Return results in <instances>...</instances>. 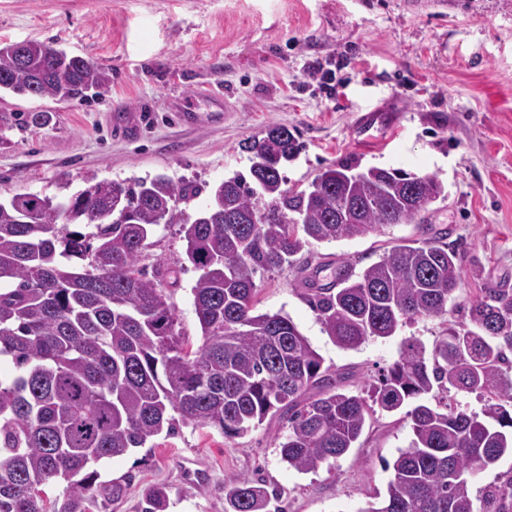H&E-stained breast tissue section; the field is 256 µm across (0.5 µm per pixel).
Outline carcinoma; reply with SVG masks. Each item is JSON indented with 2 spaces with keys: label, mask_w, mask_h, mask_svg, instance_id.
I'll list each match as a JSON object with an SVG mask.
<instances>
[{
  "label": "carcinoma",
  "mask_w": 512,
  "mask_h": 512,
  "mask_svg": "<svg viewBox=\"0 0 512 512\" xmlns=\"http://www.w3.org/2000/svg\"><path fill=\"white\" fill-rule=\"evenodd\" d=\"M109 72L41 41L0 47V90L76 98ZM299 144L273 124L251 146L249 172L212 188L208 206L184 221L186 257L202 343L192 349L165 285L142 265L154 227L197 191L158 175L96 181L56 201L33 193L0 202V512H89L104 458L141 448L183 422L237 437L268 416L287 429L282 460L298 472L345 455L374 408L406 412L413 433L393 462L380 504L360 512H512V493L490 487L477 507L470 475L512 454V289L482 288L448 336L427 351L413 339L380 370L369 397L344 391L289 317L254 313L258 271L307 260L312 242L366 236L409 224L445 198L433 174L338 164L303 190L286 187L282 164ZM117 206L116 221L97 215ZM264 212V221L252 216ZM285 214L296 224H284ZM77 229H68L69 225ZM440 233L401 241L380 260L303 296L337 346L388 338L421 317L448 313L461 286V254ZM476 393L481 412L444 403ZM66 483L47 504L29 486ZM277 493L259 480L224 484V512H271ZM163 488L143 512H166Z\"/></svg>",
  "instance_id": "carcinoma-1"
}]
</instances>
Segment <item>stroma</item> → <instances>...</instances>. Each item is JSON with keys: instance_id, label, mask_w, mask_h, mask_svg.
Here are the masks:
<instances>
[{"instance_id": "stroma-1", "label": "stroma", "mask_w": 512, "mask_h": 512, "mask_svg": "<svg viewBox=\"0 0 512 512\" xmlns=\"http://www.w3.org/2000/svg\"><path fill=\"white\" fill-rule=\"evenodd\" d=\"M32 40L95 62L110 82L67 101L0 92L1 202L163 174L201 187L178 208L192 216L207 205L208 188L248 174V145L282 124L301 146L281 167L290 188L344 163L433 174L447 192L413 223L313 243L312 265L360 271L399 240L444 232L462 255L457 305L482 288H512V0H0V46ZM307 62L335 70L332 96L307 79ZM203 86L223 94L219 118L200 97ZM176 101L201 122L181 125ZM22 112L49 119L20 127ZM366 113L363 129L356 119ZM180 228L156 226L144 263L177 271L172 300L195 348L199 273ZM304 277L296 265L259 275L255 311L288 316L355 394L367 393L404 340L432 346L458 320L418 318L396 336L343 349L304 300ZM283 434L276 418L239 437L178 423L153 445L97 464L90 512H141L160 485L167 512H224V484L235 478L276 490L278 512H361L386 490L385 462L412 438L403 412L378 410L355 448L300 473L280 456Z\"/></svg>"}]
</instances>
